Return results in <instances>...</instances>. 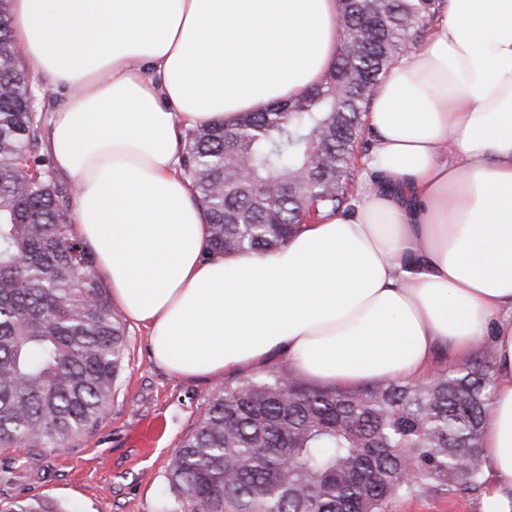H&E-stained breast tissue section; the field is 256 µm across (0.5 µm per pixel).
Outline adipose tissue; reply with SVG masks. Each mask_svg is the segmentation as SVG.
<instances>
[{
	"mask_svg": "<svg viewBox=\"0 0 512 512\" xmlns=\"http://www.w3.org/2000/svg\"><path fill=\"white\" fill-rule=\"evenodd\" d=\"M59 93L46 147L112 298L178 377L277 352L338 386L419 379L491 343L482 512H512V0H446L367 117L353 212L277 251L210 255L183 129L305 95L336 58V0H9Z\"/></svg>",
	"mask_w": 512,
	"mask_h": 512,
	"instance_id": "1",
	"label": "adipose tissue"
}]
</instances>
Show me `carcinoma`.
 <instances>
[{"label":"carcinoma","mask_w":512,"mask_h":512,"mask_svg":"<svg viewBox=\"0 0 512 512\" xmlns=\"http://www.w3.org/2000/svg\"><path fill=\"white\" fill-rule=\"evenodd\" d=\"M443 0H337L336 61L304 96L185 131L180 175L207 254L262 253L348 212L371 148L365 116ZM43 117L0 0V447L66 443L112 401L126 327L75 233L74 188L40 151ZM489 352L420 383L310 388L280 371L212 392L168 464L159 512H388L484 484ZM9 512H69L46 499Z\"/></svg>","instance_id":"obj_1"}]
</instances>
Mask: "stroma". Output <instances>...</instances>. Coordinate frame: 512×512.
<instances>
[{"instance_id":"1","label":"stroma","mask_w":512,"mask_h":512,"mask_svg":"<svg viewBox=\"0 0 512 512\" xmlns=\"http://www.w3.org/2000/svg\"><path fill=\"white\" fill-rule=\"evenodd\" d=\"M224 381L171 375L153 361L145 331L127 324L124 365L96 425L62 445L0 448V508L49 497L70 512H157L173 453ZM389 512H481V500L430 491Z\"/></svg>"}]
</instances>
